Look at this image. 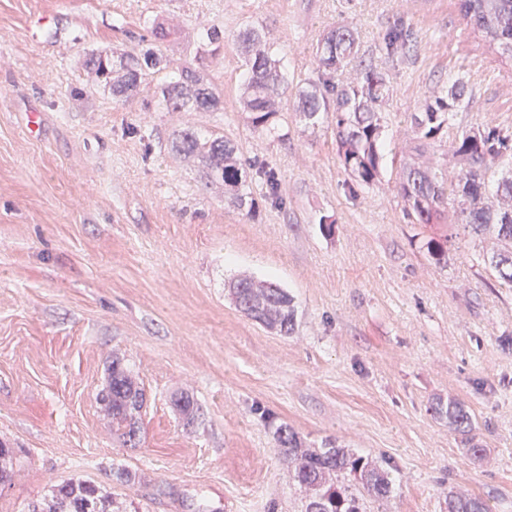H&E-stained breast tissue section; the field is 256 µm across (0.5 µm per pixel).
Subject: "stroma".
<instances>
[{
  "instance_id": "stroma-1",
  "label": "stroma",
  "mask_w": 512,
  "mask_h": 512,
  "mask_svg": "<svg viewBox=\"0 0 512 512\" xmlns=\"http://www.w3.org/2000/svg\"><path fill=\"white\" fill-rule=\"evenodd\" d=\"M456 3L0 0V441L17 470L0 486V512H28L67 479L103 488L127 512H188L193 497L220 512H301L273 438L282 423L303 447L383 462L396 484L387 512H445L452 491L512 512V288L480 259L496 242L411 223L396 190L410 115L451 77L464 78L468 98L454 130L512 132V63ZM41 15L49 25L32 31ZM396 22L414 40L388 56L378 43ZM342 24L392 85L380 178L354 196L330 121L312 126L291 109L318 41ZM205 25L224 32L208 53L223 111L163 109L160 74L124 102L92 86L88 51L155 42L188 66ZM249 26L281 51L278 138L255 132L239 107L234 39ZM188 126L224 133L250 170L274 169L284 206L266 201L257 177L254 213L228 206L173 151ZM440 235L444 266L426 249ZM242 276L293 297L292 334L235 307L228 284ZM116 355L146 397L132 448L97 399ZM183 393L199 406L190 425L171 403ZM451 399L470 411L480 457L436 414ZM117 468L132 482L116 481Z\"/></svg>"
}]
</instances>
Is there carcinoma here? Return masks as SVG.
I'll use <instances>...</instances> for the list:
<instances>
[{"mask_svg":"<svg viewBox=\"0 0 512 512\" xmlns=\"http://www.w3.org/2000/svg\"><path fill=\"white\" fill-rule=\"evenodd\" d=\"M459 14L472 29L504 58L512 60V0H457ZM412 32L395 25L383 34L379 51L393 55L406 48ZM242 56L243 80L240 109L251 114L253 128L276 135L275 117L280 112L279 90L284 83L281 58L267 34L254 28L236 37ZM316 76L299 86L294 111L314 125L320 116L331 115L339 164L348 176L347 187L373 185L383 159L385 111L392 95L386 73L361 54L357 31L336 26L316 49ZM205 56L198 66L173 67L171 59L149 44L111 59L91 53L86 68L112 92V98L127 100L148 76L170 72L159 104L172 111L219 112L224 99L208 74ZM464 81L458 77L446 91L426 96L421 110L411 115L413 163L405 166L397 183L408 218L415 224H462L470 234L492 235L496 250L483 255L484 264L495 270L501 284L512 286V134L496 126L470 129L448 138L453 113L464 106ZM176 152L198 161L206 182L224 186V199L239 210L252 211L253 198L247 172L238 159L236 144L215 132L191 129L174 138ZM266 197L282 206L280 180L275 170L259 171ZM427 251L437 264L448 257V240H428ZM241 312L254 321L290 335L295 330L296 310L290 294L279 286L245 288L241 280L230 283ZM97 399L108 410L112 432L132 443L140 430L144 407L143 389L135 382L123 359L115 356L106 385ZM187 421L194 419L197 404L187 395L173 400ZM436 412L448 418V426L466 436L468 450L476 456L481 445L473 435L474 423L463 403L456 399L438 405ZM279 454L293 466V479L305 489L304 512H367L369 500L386 501L394 492L393 480L379 462L333 446L321 450L302 447L297 433L286 423L274 431ZM13 449L0 442V484L9 481ZM28 512H114L110 495L86 482L67 480L50 487ZM446 512H490L478 495L448 492Z\"/></svg>","mask_w":512,"mask_h":512,"instance_id":"1","label":"carcinoma"}]
</instances>
